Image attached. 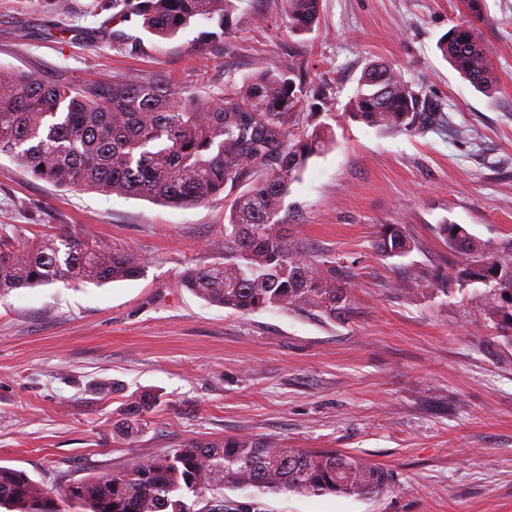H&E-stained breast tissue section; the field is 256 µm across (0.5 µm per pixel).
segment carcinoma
<instances>
[{"instance_id":"cac0c4a2","label":"carcinoma","mask_w":512,"mask_h":512,"mask_svg":"<svg viewBox=\"0 0 512 512\" xmlns=\"http://www.w3.org/2000/svg\"><path fill=\"white\" fill-rule=\"evenodd\" d=\"M293 34L316 25L320 0H280ZM465 18L448 30L440 50L452 67L484 92L495 84L489 48L478 25L485 0H465ZM123 22L141 20L142 31L169 39L192 25L229 39L236 0H112ZM328 102L326 93L293 63L229 86L202 102L161 83L135 77L74 88L33 75L0 70V154L35 178L124 198L198 203L239 188L224 238L215 248L224 261L184 272L181 286L207 302L247 314L273 309L344 322L354 313L342 281L347 267L317 257L290 239L281 217L290 186L333 132L304 98ZM353 114L385 130L423 129L444 118L441 105L374 62L359 79ZM454 252L451 273L428 276L419 268L391 289L448 295L449 285L482 284L479 322L512 357V239L487 252L460 224H440ZM375 245L387 258H404L414 240L403 224H381ZM143 258L87 235L64 230L49 237L0 233V295L54 282L102 284L139 277ZM160 405L145 391L126 406L118 431L132 437ZM392 471L347 452L280 448L261 436L195 441L149 457H131L109 473L69 483L54 500L25 471L0 465V507L8 512H224V488L261 492L375 497L394 485Z\"/></svg>"}]
</instances>
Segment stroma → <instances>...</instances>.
I'll use <instances>...</instances> for the list:
<instances>
[{"mask_svg": "<svg viewBox=\"0 0 512 512\" xmlns=\"http://www.w3.org/2000/svg\"><path fill=\"white\" fill-rule=\"evenodd\" d=\"M232 37L205 44L198 27L156 39L113 20L112 0H0V68L76 86L134 76L200 99L295 63L334 105V138L284 200L292 238L353 273L357 314L322 322L242 314L182 288L191 266L223 261L232 192L177 207L57 187L0 157V224L25 235L82 229L140 254L142 275L55 283L0 296V464L55 490L133 456L192 441L259 435L282 448L340 450L390 469L394 487L339 494L224 490L238 512H512V363L491 356L480 301L393 293L413 264L447 270L441 224L486 248L512 237V0H486L480 27L500 83L485 96L442 57L461 0H322L319 22L291 34L279 0H242ZM131 34L117 46L112 32ZM383 61L444 122L383 131L349 114L364 66ZM402 224L409 256L385 258L377 225ZM98 382L117 383L98 395ZM162 403L126 437L123 409L144 391Z\"/></svg>", "mask_w": 512, "mask_h": 512, "instance_id": "1", "label": "stroma"}]
</instances>
